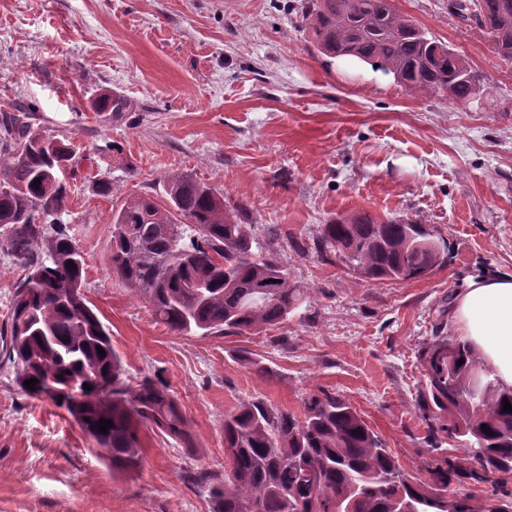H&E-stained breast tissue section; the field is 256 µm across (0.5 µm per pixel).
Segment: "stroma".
<instances>
[{"mask_svg":"<svg viewBox=\"0 0 512 512\" xmlns=\"http://www.w3.org/2000/svg\"><path fill=\"white\" fill-rule=\"evenodd\" d=\"M301 2L0 0V105L79 145L64 220L86 257L84 294L129 375L168 385L194 444L143 425L139 469L114 468L2 364L0 512H211L186 475H223L225 414L261 400L298 415L322 390L354 407L403 469L452 454L426 444L420 353L436 335L459 337L450 298L469 277L512 273V59L448 0H394L493 84L464 106L411 96L393 76L319 53ZM103 93L131 110L93 111ZM170 173L222 194L252 225L254 251L309 289V307L245 334L178 336L156 323L112 272V211L133 195L164 200ZM102 180L111 194L98 193ZM354 214L427 225L448 241L447 264L372 283L317 254L321 225Z\"/></svg>","mask_w":512,"mask_h":512,"instance_id":"35a3bbf8","label":"stroma"}]
</instances>
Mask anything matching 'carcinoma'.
<instances>
[{"label":"carcinoma","instance_id":"cac0c4a2","mask_svg":"<svg viewBox=\"0 0 512 512\" xmlns=\"http://www.w3.org/2000/svg\"><path fill=\"white\" fill-rule=\"evenodd\" d=\"M450 11L492 31L495 50L512 58V0H452ZM300 12L320 53L356 58L393 75L407 92L466 105L491 89L393 0H303ZM131 107L119 95L95 103L96 111L114 114ZM30 119L26 110L0 113V252L28 271L0 331V356L28 397L65 409L113 467L132 471L139 467V424L189 446L188 420L161 378L129 376L87 304L85 257L62 219L63 171L77 166V152L34 130ZM165 191L160 204L139 195L112 211V272L145 298L158 322L178 335L243 334L281 324L308 302L274 258L253 251L251 225L238 223L216 190L174 175ZM314 246L371 282L425 277L448 263L449 251L422 224L367 215L330 220ZM423 356L430 445L454 444L470 469L449 458L424 464L427 479L408 473L409 481L399 480L395 458L361 415L322 392L305 399L300 418L261 400L241 404L224 416V478L215 482L200 470L189 480L209 485L212 512H347L351 504L353 512H396L399 501L417 512H484L452 484L456 477L484 483L489 472L512 473V411L503 410L512 388L491 377L466 339L437 336ZM477 370L483 384L474 393ZM31 378L38 380L33 391L24 387ZM102 418L112 422L105 434L97 429Z\"/></svg>","mask_w":512,"mask_h":512}]
</instances>
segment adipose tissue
Returning <instances> with one entry per match:
<instances>
[{
    "label": "adipose tissue",
    "instance_id": "1",
    "mask_svg": "<svg viewBox=\"0 0 512 512\" xmlns=\"http://www.w3.org/2000/svg\"><path fill=\"white\" fill-rule=\"evenodd\" d=\"M454 318L484 367L512 387V273L470 277L455 295Z\"/></svg>",
    "mask_w": 512,
    "mask_h": 512
}]
</instances>
